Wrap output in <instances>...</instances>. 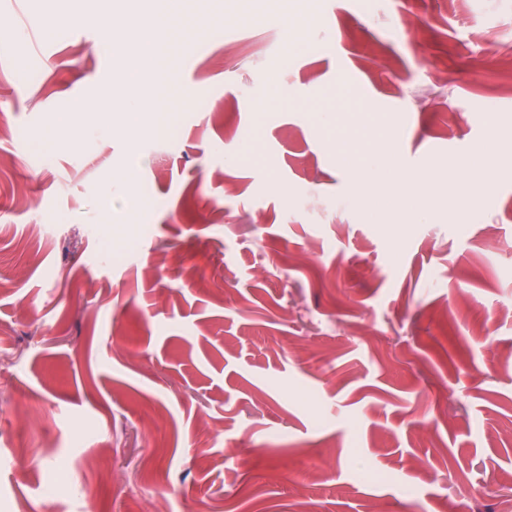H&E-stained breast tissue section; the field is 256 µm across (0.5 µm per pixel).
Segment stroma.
Here are the masks:
<instances>
[{"mask_svg":"<svg viewBox=\"0 0 512 512\" xmlns=\"http://www.w3.org/2000/svg\"><path fill=\"white\" fill-rule=\"evenodd\" d=\"M360 2L143 0L194 48L154 136L88 107L124 0H0V512H512V0ZM380 165L378 158H372L365 166L354 167V187L358 195L379 197L376 170Z\"/></svg>","mask_w":512,"mask_h":512,"instance_id":"35a3bbf8","label":"stroma"}]
</instances>
